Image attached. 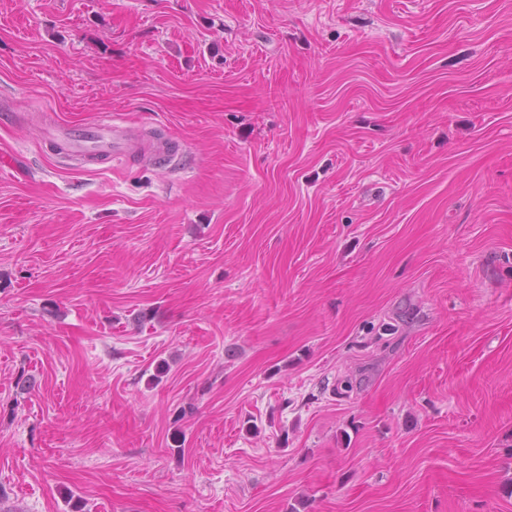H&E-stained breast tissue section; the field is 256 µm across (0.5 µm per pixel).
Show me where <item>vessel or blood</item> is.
I'll return each instance as SVG.
<instances>
[{"label":"vessel or blood","mask_w":512,"mask_h":512,"mask_svg":"<svg viewBox=\"0 0 512 512\" xmlns=\"http://www.w3.org/2000/svg\"><path fill=\"white\" fill-rule=\"evenodd\" d=\"M57 136L61 140V152L67 157H104L117 160L146 155L155 163L170 168L180 164L181 151L174 144L148 146L131 135L123 121L116 117L90 129L64 127L58 131Z\"/></svg>","instance_id":"b4317fda"}]
</instances>
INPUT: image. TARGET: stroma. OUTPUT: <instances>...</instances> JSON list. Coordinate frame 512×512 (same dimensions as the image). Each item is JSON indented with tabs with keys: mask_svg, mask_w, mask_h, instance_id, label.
Segmentation results:
<instances>
[{
	"mask_svg": "<svg viewBox=\"0 0 512 512\" xmlns=\"http://www.w3.org/2000/svg\"><path fill=\"white\" fill-rule=\"evenodd\" d=\"M1 152L0 512H512V0H0ZM61 153L67 157L107 158L112 160L131 156L149 155L160 165L169 168L179 166L182 152L173 143L150 147L137 136L131 135L123 121L115 116L112 120L93 128H61L55 136Z\"/></svg>",
	"mask_w": 512,
	"mask_h": 512,
	"instance_id": "35a3bbf8",
	"label": "stroma"
}]
</instances>
